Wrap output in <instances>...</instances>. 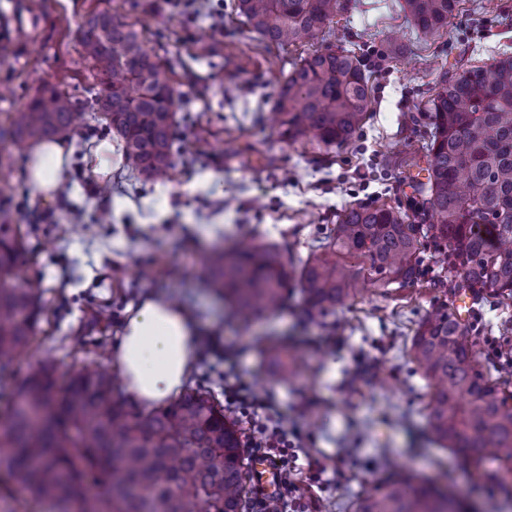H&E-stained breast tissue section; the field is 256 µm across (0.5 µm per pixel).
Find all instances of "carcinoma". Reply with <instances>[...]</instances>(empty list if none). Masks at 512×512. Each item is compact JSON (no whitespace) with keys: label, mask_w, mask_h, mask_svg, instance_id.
<instances>
[{"label":"carcinoma","mask_w":512,"mask_h":512,"mask_svg":"<svg viewBox=\"0 0 512 512\" xmlns=\"http://www.w3.org/2000/svg\"><path fill=\"white\" fill-rule=\"evenodd\" d=\"M460 0H403L421 37L448 27ZM238 13L266 46L312 43L348 0H236ZM84 55L104 88L93 118L112 133L124 165L145 182L168 176L178 154L173 134L177 95L168 62L146 48L139 32L107 11L82 30ZM369 76L353 51L315 49L280 87L271 121L279 137H307L327 152L351 142L369 116ZM65 90L45 85L0 141L33 144L71 131L84 113ZM432 131L423 224H408L385 204L351 205L337 215L327 241L294 270L301 300L326 317L354 297L355 283L413 285L424 254L458 277L478 299L489 292L512 302V55L445 72L430 100ZM20 230L0 224V374L32 340L41 310L34 288L7 285L22 253ZM284 248L237 245L213 255L210 283L239 320L276 314L288 273ZM472 325L443 304L427 314L411 340L409 362L430 388L426 424L434 444L492 470L476 472L512 498V370L478 360ZM278 362L281 378L299 376L285 336L257 339ZM54 369L40 365L4 402L0 459L5 476L51 512H252L251 478L241 432L230 410L201 388H185L164 405L133 414L112 397V377L85 368L55 397ZM355 512H473L430 479L397 474L355 503Z\"/></svg>","instance_id":"1"}]
</instances>
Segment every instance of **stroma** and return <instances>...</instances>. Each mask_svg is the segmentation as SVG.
Wrapping results in <instances>:
<instances>
[{
  "mask_svg": "<svg viewBox=\"0 0 512 512\" xmlns=\"http://www.w3.org/2000/svg\"><path fill=\"white\" fill-rule=\"evenodd\" d=\"M220 0L223 19L176 12L166 0H0V124H8L44 83L54 82L89 110L100 86L81 44L90 12L109 11L134 25L147 47L175 70L179 108L175 139L182 148L168 178L143 183L120 167L92 175L88 152L98 125L85 121L66 135L82 145L72 156L55 201L36 197L28 183L29 148L0 142V224L26 234L13 285L42 290V314L27 348L6 371L17 387L40 364L55 367L58 385L96 362L112 374L115 394L124 379L112 345L129 316L149 297L176 298L197 321L199 354L188 379L216 396L224 372L261 398H270L288 427L291 488L280 504L296 512H351L396 465L461 492L476 512H512L499 492L476 487L474 462L438 448L425 427L426 381L407 358L419 322L440 303H453L455 277L425 258L427 282L383 291L365 284L335 315L302 321L300 299L289 290L270 320L244 325L204 287L210 250L251 235L284 243L286 265L306 258L328 236L336 214L358 203H387L407 216L418 209L415 168L391 161L394 146L423 158L430 138L428 101L440 75L459 59L480 65L512 54V0H460L448 26L431 40L416 36L401 0H351L334 18L325 44L363 58L371 68L372 108L349 144L319 154L307 140L280 141L262 119L272 112L280 85L307 47L265 48ZM469 321L487 361L512 309L495 298L474 304ZM275 333L299 346L300 376H277L253 349V339Z\"/></svg>",
  "mask_w": 512,
  "mask_h": 512,
  "instance_id": "1",
  "label": "stroma"
}]
</instances>
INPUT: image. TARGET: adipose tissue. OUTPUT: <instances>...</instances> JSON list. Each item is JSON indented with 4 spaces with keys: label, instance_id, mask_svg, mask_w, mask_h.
Instances as JSON below:
<instances>
[{
    "label": "adipose tissue",
    "instance_id": "1",
    "mask_svg": "<svg viewBox=\"0 0 512 512\" xmlns=\"http://www.w3.org/2000/svg\"><path fill=\"white\" fill-rule=\"evenodd\" d=\"M70 152L65 141L36 144L28 164V185L42 200L60 192ZM197 323L179 303L161 298L144 300L132 313L115 345V355L126 379V395L135 407L163 403L187 379L196 343Z\"/></svg>",
    "mask_w": 512,
    "mask_h": 512
}]
</instances>
